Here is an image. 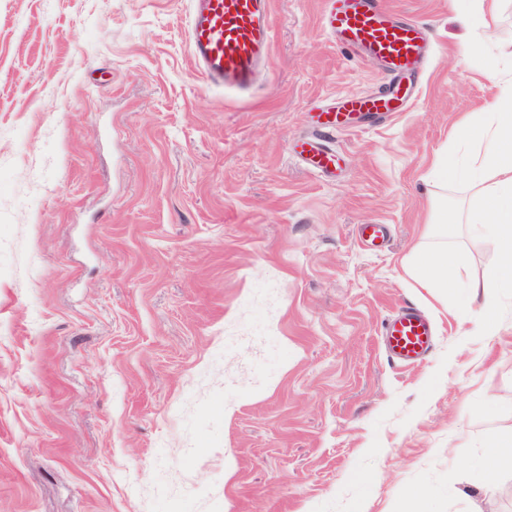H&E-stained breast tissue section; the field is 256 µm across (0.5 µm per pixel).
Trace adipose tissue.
<instances>
[{"mask_svg":"<svg viewBox=\"0 0 512 512\" xmlns=\"http://www.w3.org/2000/svg\"><path fill=\"white\" fill-rule=\"evenodd\" d=\"M489 77L499 93L480 118L477 157L463 167L455 155H440L430 169L431 175L443 182L449 172L460 171L473 196L463 214L436 210L430 232L444 240L450 224L471 226L498 251L496 286L512 289V70L494 69ZM411 273L422 287L444 288L456 281L459 267L442 244L419 253L412 261Z\"/></svg>","mask_w":512,"mask_h":512,"instance_id":"adipose-tissue-1","label":"adipose tissue"}]
</instances>
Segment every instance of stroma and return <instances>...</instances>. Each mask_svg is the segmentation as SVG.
I'll return each mask as SVG.
<instances>
[{"label": "stroma", "mask_w": 512, "mask_h": 512, "mask_svg": "<svg viewBox=\"0 0 512 512\" xmlns=\"http://www.w3.org/2000/svg\"><path fill=\"white\" fill-rule=\"evenodd\" d=\"M380 3L432 54L322 176L291 150L311 115L388 82L322 0H272L245 96L195 66L190 0H0V512H512L482 466L512 435V294L486 336L466 288L497 252L462 224L461 281L406 271L471 195L428 172L512 68V0L471 28L463 0ZM405 306L435 331L411 365L381 336Z\"/></svg>", "instance_id": "obj_1"}]
</instances>
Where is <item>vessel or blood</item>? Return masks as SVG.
<instances>
[{"instance_id": "obj_1", "label": "vessel or blood", "mask_w": 512, "mask_h": 512, "mask_svg": "<svg viewBox=\"0 0 512 512\" xmlns=\"http://www.w3.org/2000/svg\"><path fill=\"white\" fill-rule=\"evenodd\" d=\"M189 19L190 55L207 79L246 95L257 85L262 65L270 60L272 24L269 0H192ZM324 27L343 47L378 62L397 79L383 95L342 100L316 125V137L300 144V158L313 169L333 172L334 150L319 143L318 135L349 128L357 115L390 113L414 94L408 84L427 49L425 31L381 9L378 0H324ZM390 358L400 364L422 360L433 342L429 321L406 307L383 327Z\"/></svg>"}]
</instances>
